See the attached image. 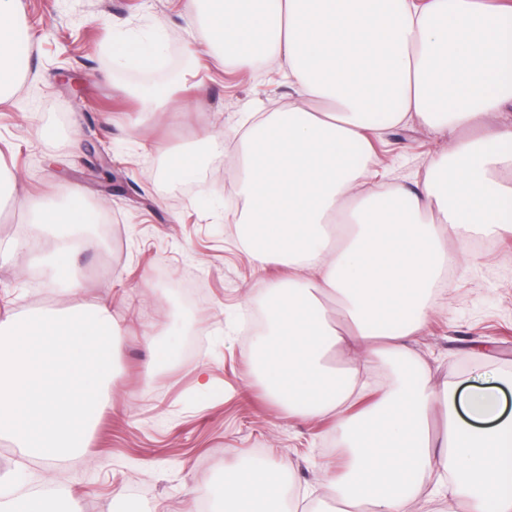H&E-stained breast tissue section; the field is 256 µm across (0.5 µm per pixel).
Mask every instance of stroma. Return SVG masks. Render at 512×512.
Wrapping results in <instances>:
<instances>
[{
	"label": "stroma",
	"mask_w": 512,
	"mask_h": 512,
	"mask_svg": "<svg viewBox=\"0 0 512 512\" xmlns=\"http://www.w3.org/2000/svg\"><path fill=\"white\" fill-rule=\"evenodd\" d=\"M21 2L31 54L15 95L0 102V165L20 193L52 200L59 185L73 183L108 217L92 225L94 245L75 263L88 285L81 302L106 304L121 330L112 404L85 453L36 459L0 439V475L20 476L0 486V498L37 492L75 498L82 512H196L198 487L242 464L283 458L292 464L284 499L318 496L321 467L343 456L336 417H289L254 380L240 330L244 315L260 313L266 283L287 270H256L237 226L224 221V196L234 187L228 159L242 148L246 113L288 104L293 91L268 63L228 70L213 56H191L208 34L184 0ZM155 29L166 40L162 61L114 62V36ZM171 77L186 88L190 109L171 102L153 138L177 146L208 128L224 137L223 156L183 182L164 180L165 158L132 132L141 105L131 89ZM47 127L53 138L43 137ZM372 143L377 170L408 182L447 149L448 136L411 123ZM448 251L454 270L409 345L414 361L439 386L467 383L478 366L512 376V232L486 248L452 240ZM44 281L37 269L0 266V305L24 313L67 307ZM187 283L198 291L191 301ZM148 333L182 348L192 338L204 344L150 381ZM204 379L206 393L198 389ZM118 486L124 498H114Z\"/></svg>",
	"instance_id": "stroma-1"
}]
</instances>
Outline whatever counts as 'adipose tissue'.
<instances>
[{"label":"adipose tissue","mask_w":512,"mask_h":512,"mask_svg":"<svg viewBox=\"0 0 512 512\" xmlns=\"http://www.w3.org/2000/svg\"><path fill=\"white\" fill-rule=\"evenodd\" d=\"M210 48L225 66L274 62L297 100L260 113L242 135L233 170L241 245L258 269L287 267L266 289L268 322L250 347L258 382L288 415L335 414L349 460L325 470L330 500L297 498L294 512H411L426 477L433 496L452 489L470 512H512V417L497 377L464 390L431 385L408 343L437 288L447 285V236H498L512 226V124L494 122L512 105V7L475 0H190ZM21 0H0V101L30 58ZM173 86L135 89L142 115L134 134L166 157L182 181L223 154L215 132L173 152L151 137ZM413 119L449 135L447 154L423 179L386 183L368 134ZM52 247L22 237L0 242V260L24 256L48 271L49 290L78 298L85 288L71 254L89 242L93 209L79 185L62 201L22 202ZM336 299L347 325L332 327ZM346 354L334 362L333 352ZM392 363L396 381L354 414L359 359ZM445 426L426 440L436 409ZM288 462L226 473L202 489L218 512H280Z\"/></svg>","instance_id":"1"}]
</instances>
